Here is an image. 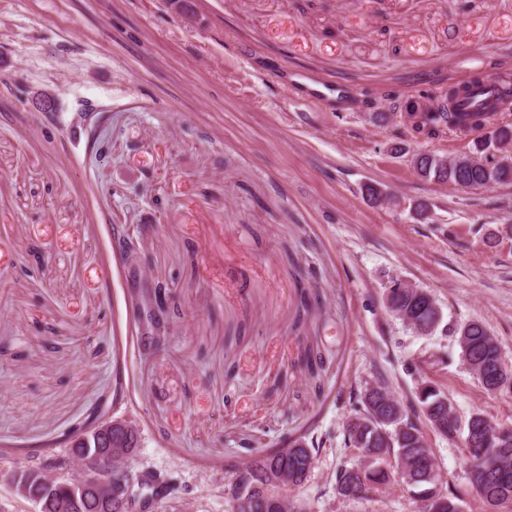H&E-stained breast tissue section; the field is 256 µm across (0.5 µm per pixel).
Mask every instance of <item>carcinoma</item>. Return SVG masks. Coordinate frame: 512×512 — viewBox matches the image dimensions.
<instances>
[{"mask_svg": "<svg viewBox=\"0 0 512 512\" xmlns=\"http://www.w3.org/2000/svg\"><path fill=\"white\" fill-rule=\"evenodd\" d=\"M413 130L435 137L445 129L465 131L492 126L494 116L488 112L466 114L449 112H421L414 109L407 113ZM512 144V127L493 126L489 135L481 137L475 149L463 156L449 159L435 153H419L413 157L417 173L441 184L480 188L505 182L512 178V168L506 164L489 166L484 163L490 149L504 150ZM387 307L394 316L403 315L422 335L434 333L442 323L443 315L433 295L422 288H391L387 292ZM461 358L468 369L478 376L489 392L512 390V369L501 364L496 338L479 321H471L455 330ZM383 384H370L361 392L344 422L343 433L373 458L370 466L361 471L346 462L336 469L334 484L344 498L368 500L381 486L389 483L382 469L386 457L394 456L402 467V485L422 503V512H461L460 505L448 495L436 490L437 478L432 476L436 457L421 428L408 423L400 426L398 408L385 403L377 389ZM416 404L429 426L443 436L452 431L449 413L454 410L452 401L432 385H424L416 393ZM487 416L473 412L465 423V438L472 443L475 453L486 461V469L470 474L479 496L490 512L504 504L512 503V429L497 427L486 430ZM313 448L301 437L288 439V454L282 449L253 453L237 478L245 476L251 481L237 485L232 512H282L279 503L281 489L266 482L257 487L262 474L286 466L288 481L302 484L313 465Z\"/></svg>", "mask_w": 512, "mask_h": 512, "instance_id": "cac0c4a2", "label": "carcinoma"}]
</instances>
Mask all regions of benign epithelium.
Here are the masks:
<instances>
[{"label":"benign epithelium","instance_id":"obj_1","mask_svg":"<svg viewBox=\"0 0 512 512\" xmlns=\"http://www.w3.org/2000/svg\"><path fill=\"white\" fill-rule=\"evenodd\" d=\"M137 427L126 419H103L94 432L73 440L67 457L60 462L63 472L29 466L12 475L14 494L34 504V512H78L80 499L97 498L102 512H150L154 496L143 493L161 484L152 473H132L134 453L130 451ZM94 450H84L87 444ZM72 488L67 497L53 494V487Z\"/></svg>","mask_w":512,"mask_h":512}]
</instances>
